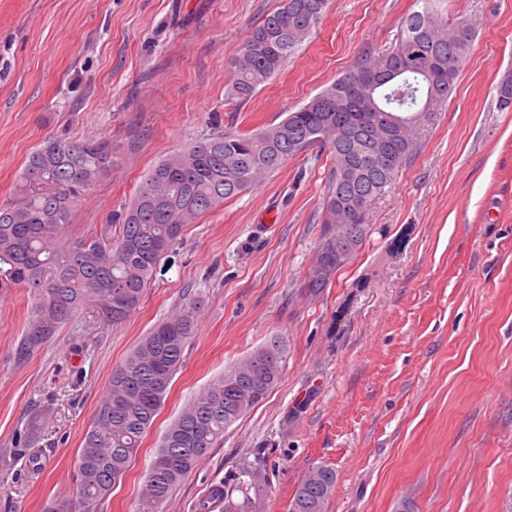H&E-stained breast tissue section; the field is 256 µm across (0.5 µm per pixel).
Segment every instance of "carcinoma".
<instances>
[{"mask_svg": "<svg viewBox=\"0 0 512 512\" xmlns=\"http://www.w3.org/2000/svg\"><path fill=\"white\" fill-rule=\"evenodd\" d=\"M394 46L360 55L351 69L277 123L249 133L218 131L160 160L124 208L119 234L103 224L92 239L71 238L74 208L112 171V140L54 137L29 154L9 199L0 202V293L22 290L32 311L20 346L24 358L58 327L88 306L119 324L139 306L146 288L165 271L185 227L231 198L256 189L288 160L316 146L329 151L332 169L323 197L324 223L347 222L325 233L309 268L306 287H326L365 241L371 202L416 149L421 119L452 95L459 64L474 40L466 24H449L440 0H417ZM328 0H283L252 28L227 60L232 77L227 99L241 104L274 79L324 19ZM500 110H512V70L497 87ZM204 301L186 299L113 368L75 462L78 488L97 505L140 448L167 399L184 347L195 335ZM287 358L282 338L272 337L244 361L192 397L165 430L148 471L136 512H163L172 489L192 471L244 413L279 382ZM47 412L31 411L16 439L25 452L38 446ZM255 499L238 504L241 484ZM263 462H243L224 487L199 505L212 512H261L266 490ZM336 473L315 466L305 473L288 512H325Z\"/></svg>", "mask_w": 512, "mask_h": 512, "instance_id": "carcinoma-1", "label": "carcinoma"}]
</instances>
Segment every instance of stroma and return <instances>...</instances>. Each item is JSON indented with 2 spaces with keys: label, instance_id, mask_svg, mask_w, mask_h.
<instances>
[{
  "label": "stroma",
  "instance_id": "obj_1",
  "mask_svg": "<svg viewBox=\"0 0 512 512\" xmlns=\"http://www.w3.org/2000/svg\"><path fill=\"white\" fill-rule=\"evenodd\" d=\"M280 0H0V200L46 138L110 137L104 176L68 235L119 217L160 158L216 130L278 122L364 51L395 41L415 0H330L321 26L250 101L225 97L228 55ZM475 32L456 88L368 212L360 250L319 293L305 286L332 167L312 149L187 225L176 261L122 324L93 310L18 352L30 304L0 297V512L75 499V460L113 368L189 296L195 336L126 473L96 512H134L165 428L274 336L288 357L267 398L170 494L196 512L242 461L263 458L264 512H287L315 465L336 472L326 512H512V0H442ZM50 415L32 473L15 456L31 409Z\"/></svg>",
  "mask_w": 512,
  "mask_h": 512
}]
</instances>
